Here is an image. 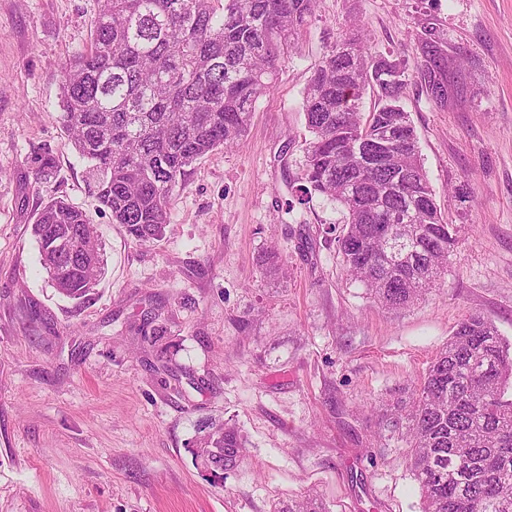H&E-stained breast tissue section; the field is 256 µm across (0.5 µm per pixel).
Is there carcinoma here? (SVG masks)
Segmentation results:
<instances>
[{"label":"carcinoma","mask_w":512,"mask_h":512,"mask_svg":"<svg viewBox=\"0 0 512 512\" xmlns=\"http://www.w3.org/2000/svg\"><path fill=\"white\" fill-rule=\"evenodd\" d=\"M319 0H105L89 44L62 69L60 119L68 145L97 177L95 194L132 242L165 237L174 192L191 166L245 136L253 104L273 87L288 47ZM397 80L381 90L375 111L361 112L370 75ZM427 92L444 79L442 56L423 50L418 67ZM405 70L373 57L345 32L315 65L303 93L310 133L298 203L318 194L339 204L346 223L336 249L347 276L388 309L422 299L442 276L457 244L424 169L417 135L401 106ZM393 127L403 168L400 187L379 211L358 212L355 198L379 175L358 164L351 143ZM410 209L413 224H387L383 210ZM79 233L85 252L55 264L47 232ZM32 232L56 291L73 300L99 283L101 255L88 215L64 199L47 201ZM265 277L281 267L264 252ZM398 432L420 489L421 512H512V342L478 314L464 318L406 395L380 408ZM211 464L227 471L240 459L237 429L219 427L204 441ZM274 512H326L314 497Z\"/></svg>","instance_id":"cac0c4a2"}]
</instances>
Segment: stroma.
<instances>
[{
  "instance_id": "obj_1",
  "label": "stroma",
  "mask_w": 512,
  "mask_h": 512,
  "mask_svg": "<svg viewBox=\"0 0 512 512\" xmlns=\"http://www.w3.org/2000/svg\"><path fill=\"white\" fill-rule=\"evenodd\" d=\"M98 8L0 0V512H272L312 494L328 512H420L369 405L399 397L469 314L512 341V0H319L246 136L194 164L152 246L101 212L60 123L61 69ZM356 18L369 51L410 76L401 104L459 229L447 275L398 310L344 274L326 232L343 210L288 190L304 89ZM427 40L448 59L439 100L415 75ZM53 198L97 228L105 273L85 300L59 295L41 263L32 225ZM270 246L287 278H261ZM150 310L166 364L140 345ZM205 422L245 435L234 469L195 458Z\"/></svg>"
}]
</instances>
